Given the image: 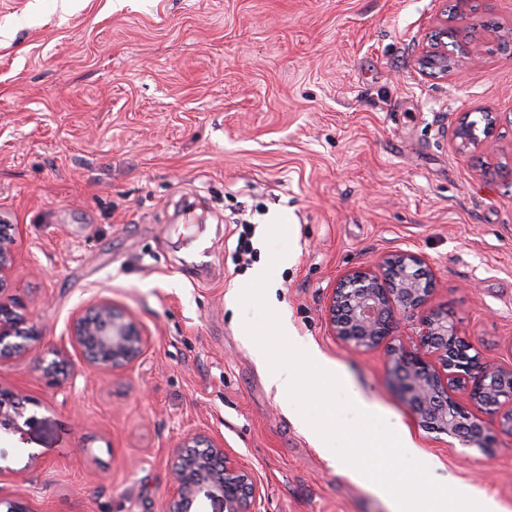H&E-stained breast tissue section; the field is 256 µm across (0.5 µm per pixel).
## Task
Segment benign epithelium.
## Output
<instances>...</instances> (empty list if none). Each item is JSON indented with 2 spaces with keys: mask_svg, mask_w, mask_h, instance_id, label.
Segmentation results:
<instances>
[{
  "mask_svg": "<svg viewBox=\"0 0 512 512\" xmlns=\"http://www.w3.org/2000/svg\"><path fill=\"white\" fill-rule=\"evenodd\" d=\"M436 21L440 29L423 49L420 64L444 75L448 73V45L442 41L448 30L447 0H442ZM486 122L488 127L480 137L468 129V119H462L455 132L458 148L490 146L497 118L490 112ZM13 244V237L0 231L1 361L23 355L35 339L17 330L19 317L1 296ZM433 290V270L424 255L404 250L389 253L337 281L327 310L331 333L344 345L375 348L394 335L402 318L420 312L412 349L389 350L392 373L425 428L458 438L468 446L489 448L496 440L495 432L459 406L453 392L468 388L470 398L485 414L501 416L498 431L512 435V367L470 354L471 346L459 336L448 311L430 305ZM68 341L89 367L118 373L140 362L149 336L110 300L102 299L74 318ZM30 423L19 406V395L0 388V428L20 434ZM175 455L177 465L166 512H192L206 502L218 506L216 512H258L261 486L252 469L224 448L223 438L190 434Z\"/></svg>",
  "mask_w": 512,
  "mask_h": 512,
  "instance_id": "7a95c632",
  "label": "benign epithelium"
}]
</instances>
